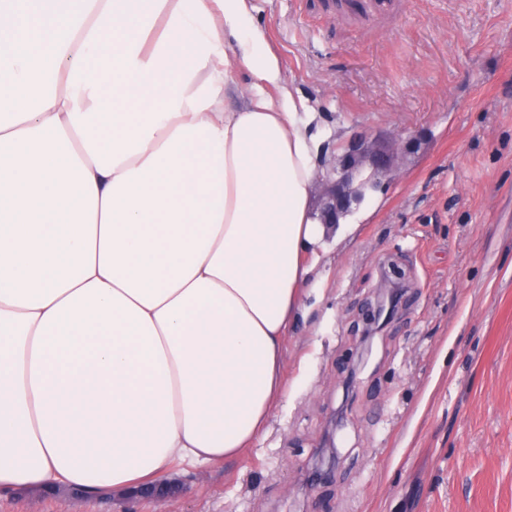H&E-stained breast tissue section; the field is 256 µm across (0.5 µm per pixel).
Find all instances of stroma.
Segmentation results:
<instances>
[{
  "label": "stroma",
  "mask_w": 512,
  "mask_h": 512,
  "mask_svg": "<svg viewBox=\"0 0 512 512\" xmlns=\"http://www.w3.org/2000/svg\"><path fill=\"white\" fill-rule=\"evenodd\" d=\"M313 112L315 165L390 138L398 168L322 256L266 434L172 464L175 512H512V0H252ZM396 314L363 319L388 266ZM0 495V512H66Z\"/></svg>",
  "instance_id": "35a3bbf8"
}]
</instances>
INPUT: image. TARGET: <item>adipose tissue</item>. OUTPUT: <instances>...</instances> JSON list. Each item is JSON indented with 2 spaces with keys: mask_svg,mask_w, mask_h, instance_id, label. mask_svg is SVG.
<instances>
[{
  "mask_svg": "<svg viewBox=\"0 0 512 512\" xmlns=\"http://www.w3.org/2000/svg\"><path fill=\"white\" fill-rule=\"evenodd\" d=\"M3 106L0 491L241 454L345 232L250 0H0Z\"/></svg>",
  "mask_w": 512,
  "mask_h": 512,
  "instance_id": "ef3b65f1",
  "label": "adipose tissue"
}]
</instances>
